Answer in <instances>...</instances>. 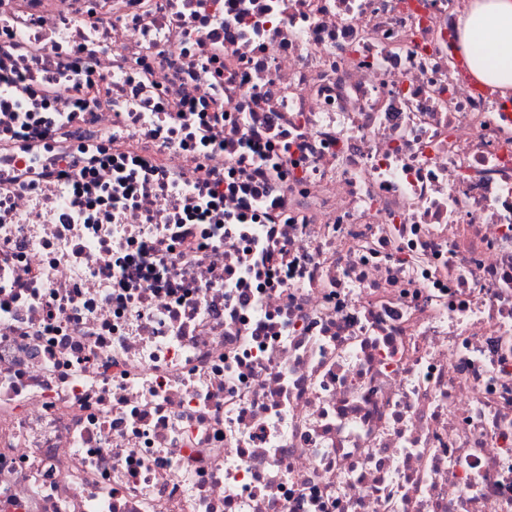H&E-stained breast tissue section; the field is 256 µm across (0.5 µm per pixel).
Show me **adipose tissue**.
I'll return each instance as SVG.
<instances>
[{
	"mask_svg": "<svg viewBox=\"0 0 512 512\" xmlns=\"http://www.w3.org/2000/svg\"><path fill=\"white\" fill-rule=\"evenodd\" d=\"M460 47L476 79L512 93V0H471Z\"/></svg>",
	"mask_w": 512,
	"mask_h": 512,
	"instance_id": "obj_1",
	"label": "adipose tissue"
}]
</instances>
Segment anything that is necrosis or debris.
I'll use <instances>...</instances> for the list:
<instances>
[{
  "instance_id": "1",
  "label": "necrosis or debris",
  "mask_w": 512,
  "mask_h": 512,
  "mask_svg": "<svg viewBox=\"0 0 512 512\" xmlns=\"http://www.w3.org/2000/svg\"><path fill=\"white\" fill-rule=\"evenodd\" d=\"M469 3L0 0V512H512Z\"/></svg>"
}]
</instances>
